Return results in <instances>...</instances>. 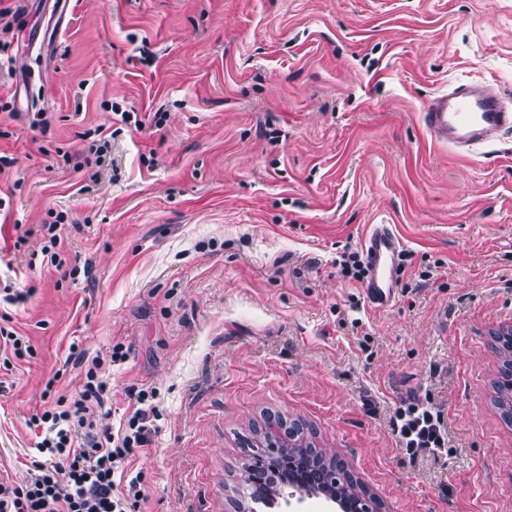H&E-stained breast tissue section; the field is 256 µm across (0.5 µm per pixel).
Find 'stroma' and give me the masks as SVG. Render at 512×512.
<instances>
[{"mask_svg": "<svg viewBox=\"0 0 512 512\" xmlns=\"http://www.w3.org/2000/svg\"><path fill=\"white\" fill-rule=\"evenodd\" d=\"M0 39V288L29 294L0 327L32 347L0 367V477L37 454L47 380L80 390L75 342L111 429L155 393L140 512H227L277 414L381 512H512L493 340L512 328V135L464 157L421 124L458 81L512 102V0H69L60 26L23 0ZM96 126L114 167L93 185L67 157ZM61 211L60 270L39 227ZM376 224L405 242L383 309L340 267ZM412 394L444 417L440 454L396 444Z\"/></svg>", "mask_w": 512, "mask_h": 512, "instance_id": "1", "label": "stroma"}]
</instances>
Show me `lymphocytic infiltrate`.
I'll use <instances>...</instances> for the list:
<instances>
[{
	"instance_id": "f902f5d3",
	"label": "lymphocytic infiltrate",
	"mask_w": 512,
	"mask_h": 512,
	"mask_svg": "<svg viewBox=\"0 0 512 512\" xmlns=\"http://www.w3.org/2000/svg\"><path fill=\"white\" fill-rule=\"evenodd\" d=\"M99 366L96 359L86 366L82 389L71 399L57 395L54 382H47V406L31 421L41 432L37 454L23 480L0 477V512H136L146 501L141 475L121 486L116 476L149 443L156 406L147 391H140L120 434L103 427L109 388ZM390 426L410 457L434 455L448 446L442 414L419 400L397 408Z\"/></svg>"
}]
</instances>
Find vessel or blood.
Returning <instances> with one entry per match:
<instances>
[{"label":"vessel or blood","instance_id":"obj_1","mask_svg":"<svg viewBox=\"0 0 512 512\" xmlns=\"http://www.w3.org/2000/svg\"><path fill=\"white\" fill-rule=\"evenodd\" d=\"M421 119L434 142L470 149L512 132V105L484 85L461 83L428 102ZM364 246L371 266L365 295L373 307H388L403 243L390 225L378 224Z\"/></svg>","mask_w":512,"mask_h":512}]
</instances>
